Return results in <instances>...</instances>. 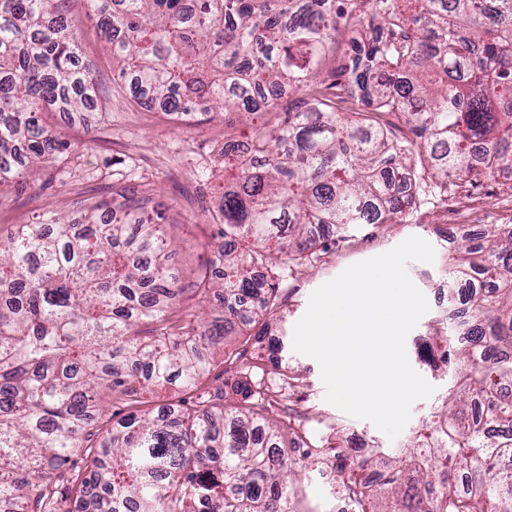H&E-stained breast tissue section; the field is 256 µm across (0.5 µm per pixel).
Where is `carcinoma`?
<instances>
[{"label": "carcinoma", "mask_w": 512, "mask_h": 512, "mask_svg": "<svg viewBox=\"0 0 512 512\" xmlns=\"http://www.w3.org/2000/svg\"><path fill=\"white\" fill-rule=\"evenodd\" d=\"M64 2L0 0V182L66 161L42 113L91 99L96 63ZM85 2L130 101L268 118L248 145L224 140L221 241L187 283L151 181L0 235V512H299L297 469L332 462L354 512H512V224L449 249L451 332L420 354L458 367L410 447L349 466L335 437L303 440L264 378L235 382L233 402L208 388L215 349L235 363L230 342L261 339L279 309L260 269L311 260L323 228L400 224L448 180L512 167V0H366L367 15L360 0ZM342 30L351 51L326 79ZM174 383L187 398L169 415L141 400Z\"/></svg>", "instance_id": "obj_1"}]
</instances>
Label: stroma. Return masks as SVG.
I'll use <instances>...</instances> for the list:
<instances>
[{"mask_svg":"<svg viewBox=\"0 0 512 512\" xmlns=\"http://www.w3.org/2000/svg\"><path fill=\"white\" fill-rule=\"evenodd\" d=\"M65 9L70 29L79 38L83 58L97 65L93 102L73 114L44 115L43 123L77 146L79 156L56 172L52 180L39 178L28 184L0 185V233H7L17 224L32 223L37 215L49 210L78 218L77 202L108 200L117 191L132 190V182L114 179L115 172L131 169L159 185L158 200L163 205L168 230L179 244L169 264L182 278H192L218 242L217 228L208 214L214 200L203 192V176L221 175L219 157L225 138L247 140L252 128L239 121L208 119L201 110L176 118L142 107L114 104L112 66L105 59L104 44L94 21L87 16L84 0H67ZM471 191L478 197L471 217L473 234H482L490 225L504 224L512 218L499 179L480 182ZM459 199V192L452 189L447 200L421 206L404 223L350 226L346 240L329 245L311 265L280 266L273 278L281 299L275 324L259 345L245 344L237 364L215 370L210 385L217 387L240 379L254 350L267 349L279 340L285 346L283 356L298 379L291 402L293 414L309 437L336 433L378 448L404 447L407 439L426 423L451 383L450 375L432 371L421 363L417 350L431 336V327L442 313L437 287L449 278L447 232L457 217ZM411 236L432 244L435 259L430 264L413 261L407 266L408 275L425 295L429 310L409 333L406 350L411 366L434 386L435 392L413 405L410 421L391 439L370 421L350 417L327 403L318 363L295 353L291 344L294 326L305 313L314 290L348 266L385 253ZM297 487L300 512H334L335 484L322 472H306Z\"/></svg>","mask_w":512,"mask_h":512,"instance_id":"obj_1","label":"stroma"}]
</instances>
